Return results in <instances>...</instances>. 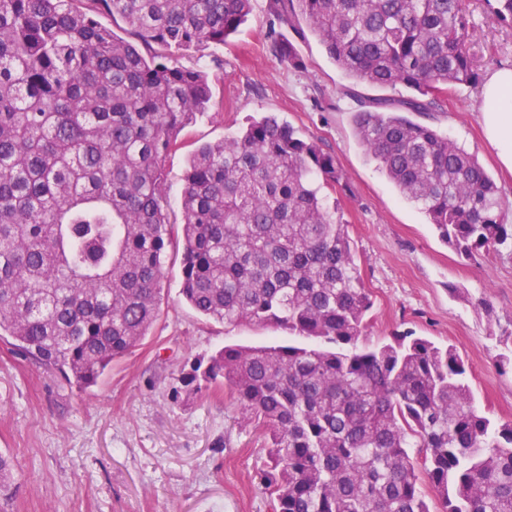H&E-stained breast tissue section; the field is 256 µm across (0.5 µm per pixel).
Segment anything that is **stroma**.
I'll use <instances>...</instances> for the list:
<instances>
[{
	"label": "stroma",
	"mask_w": 512,
	"mask_h": 512,
	"mask_svg": "<svg viewBox=\"0 0 512 512\" xmlns=\"http://www.w3.org/2000/svg\"><path fill=\"white\" fill-rule=\"evenodd\" d=\"M471 51L481 75L512 65V29L493 24L484 0H466ZM266 0H254L231 44L184 56V66L219 76L218 109L181 134L183 149L165 162L169 221L182 223L181 189L191 149L231 136L250 118L271 114L336 158L349 190L339 214L373 307L365 342L406 331L453 345L469 363L478 406L512 423V254L473 259L438 236L419 207L405 200L357 140L351 83L311 32L285 30L306 61L296 70L270 48ZM425 121L475 154L512 202V172L483 136L474 86L448 94ZM182 246L164 256L160 316L141 345L117 359L98 384L68 385L56 371L9 352L0 342V454L10 477L0 484V512H271L259 481L263 436L235 402L186 374L224 345L287 344L267 325L215 323L186 303Z\"/></svg>",
	"instance_id": "obj_1"
}]
</instances>
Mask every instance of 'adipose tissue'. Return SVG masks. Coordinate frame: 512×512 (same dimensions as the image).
<instances>
[{
    "label": "adipose tissue",
    "mask_w": 512,
    "mask_h": 512,
    "mask_svg": "<svg viewBox=\"0 0 512 512\" xmlns=\"http://www.w3.org/2000/svg\"><path fill=\"white\" fill-rule=\"evenodd\" d=\"M479 97L487 141L502 165L512 170V68L503 67L488 74Z\"/></svg>",
    "instance_id": "ef3b65f1"
}]
</instances>
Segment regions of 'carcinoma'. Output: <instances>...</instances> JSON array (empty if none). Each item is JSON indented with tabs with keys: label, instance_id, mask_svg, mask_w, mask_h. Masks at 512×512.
<instances>
[{
	"label": "carcinoma",
	"instance_id": "carcinoma-1",
	"mask_svg": "<svg viewBox=\"0 0 512 512\" xmlns=\"http://www.w3.org/2000/svg\"><path fill=\"white\" fill-rule=\"evenodd\" d=\"M512 28V0H484ZM252 0H0V341L98 383L160 314L171 241L165 159L218 105L179 58L222 47ZM272 51L305 22L336 66L354 132L440 238L512 252L502 193L477 157L409 114L475 85L464 0H267ZM112 15L119 35L98 16ZM336 159L273 115L189 155L181 190L186 303L217 323L273 325L301 344L227 345L187 384L224 387L263 431L273 512H512V424L475 405L451 346L406 333L361 344L373 302L334 195Z\"/></svg>",
	"mask_w": 512,
	"mask_h": 512
}]
</instances>
